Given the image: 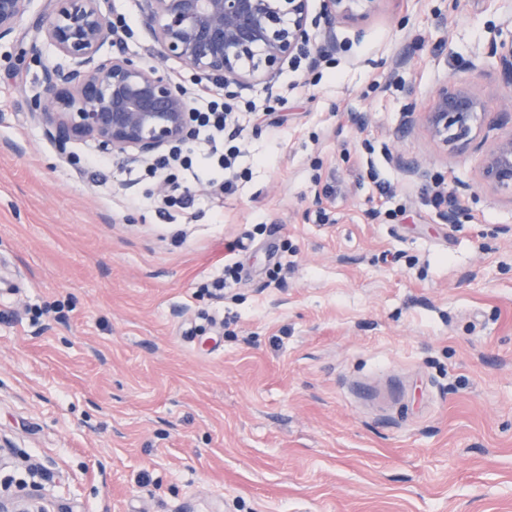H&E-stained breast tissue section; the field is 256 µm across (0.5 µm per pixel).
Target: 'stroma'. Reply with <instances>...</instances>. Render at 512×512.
<instances>
[{
	"instance_id": "35a3bbf8",
	"label": "stroma",
	"mask_w": 512,
	"mask_h": 512,
	"mask_svg": "<svg viewBox=\"0 0 512 512\" xmlns=\"http://www.w3.org/2000/svg\"><path fill=\"white\" fill-rule=\"evenodd\" d=\"M511 16L378 0L319 84L284 68L234 195L165 212L33 118L54 49L0 45V487L48 512H512V193L419 118Z\"/></svg>"
}]
</instances>
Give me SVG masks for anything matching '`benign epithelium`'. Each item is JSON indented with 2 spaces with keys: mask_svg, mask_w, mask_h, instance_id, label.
Returning <instances> with one entry per match:
<instances>
[{
  "mask_svg": "<svg viewBox=\"0 0 512 512\" xmlns=\"http://www.w3.org/2000/svg\"><path fill=\"white\" fill-rule=\"evenodd\" d=\"M0 0V43L14 40L22 22L33 47L52 45L62 62L43 73L42 93L33 117L61 150L90 141L125 163L158 158L194 131L187 92L159 72L158 63L175 58L198 81L237 89L274 80L309 43V0H141V29L153 61L126 56L101 9L102 0ZM378 0H323V36L336 44V26L352 21L357 9L368 13ZM115 48L103 60L105 45ZM472 72L494 71L505 87L498 115L512 119V21L495 29L487 51L469 64ZM423 122L439 144L480 155L479 182L492 190L512 191V131L480 136L490 122L478 83L451 79L435 91ZM0 512H46L39 500L0 496Z\"/></svg>",
  "mask_w": 512,
  "mask_h": 512,
  "instance_id": "obj_1",
  "label": "benign epithelium"
}]
</instances>
